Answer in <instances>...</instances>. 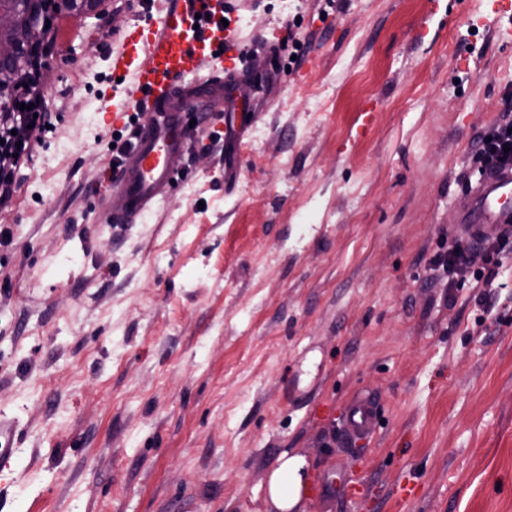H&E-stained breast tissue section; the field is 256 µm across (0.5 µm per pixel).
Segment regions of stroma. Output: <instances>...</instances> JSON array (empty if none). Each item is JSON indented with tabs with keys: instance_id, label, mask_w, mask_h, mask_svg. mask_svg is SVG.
<instances>
[{
	"instance_id": "1",
	"label": "stroma",
	"mask_w": 512,
	"mask_h": 512,
	"mask_svg": "<svg viewBox=\"0 0 512 512\" xmlns=\"http://www.w3.org/2000/svg\"><path fill=\"white\" fill-rule=\"evenodd\" d=\"M260 102L232 181L194 142L137 223L105 100L139 0L55 15L49 128L0 210V512H270L282 450L308 512H512V243L497 285L448 292L475 138L512 88L500 0H228ZM374 108L371 124L363 114ZM380 403L345 447L343 409ZM334 488H326V480Z\"/></svg>"
}]
</instances>
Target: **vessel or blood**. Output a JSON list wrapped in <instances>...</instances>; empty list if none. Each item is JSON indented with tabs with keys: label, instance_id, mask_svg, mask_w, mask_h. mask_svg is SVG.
<instances>
[{
	"label": "vessel or blood",
	"instance_id": "1",
	"mask_svg": "<svg viewBox=\"0 0 512 512\" xmlns=\"http://www.w3.org/2000/svg\"><path fill=\"white\" fill-rule=\"evenodd\" d=\"M224 0H176L155 22L135 26L125 48L113 54V73L131 78L125 99L113 102V130L128 132L131 149L117 178L102 174L106 187L124 200L108 222L133 224L179 180L197 129L189 125L184 103L194 94L193 78L204 77L225 111L239 106L228 92L225 55L236 43L222 24ZM152 114L153 124L132 122ZM461 231L472 242L512 234V169L484 175L461 205ZM342 428L351 442L368 441L379 429L378 401L362 395L343 412Z\"/></svg>",
	"mask_w": 512,
	"mask_h": 512
}]
</instances>
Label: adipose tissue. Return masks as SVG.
I'll use <instances>...</instances> for the list:
<instances>
[{"label":"adipose tissue","instance_id":"adipose-tissue-1","mask_svg":"<svg viewBox=\"0 0 512 512\" xmlns=\"http://www.w3.org/2000/svg\"><path fill=\"white\" fill-rule=\"evenodd\" d=\"M304 456L282 452L271 467L266 483V498L274 512H306V468Z\"/></svg>","mask_w":512,"mask_h":512}]
</instances>
